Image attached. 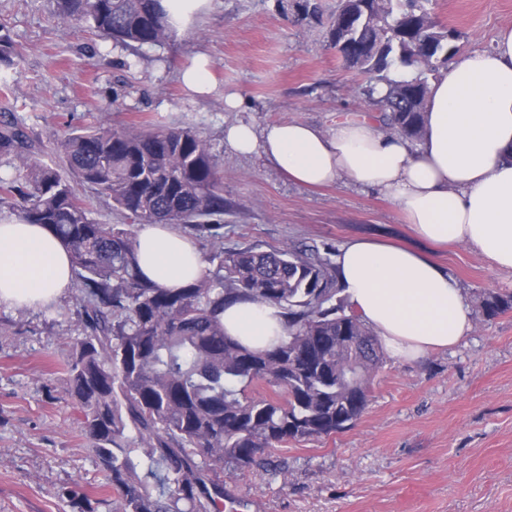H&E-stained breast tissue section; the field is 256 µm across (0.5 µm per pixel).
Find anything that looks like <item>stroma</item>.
<instances>
[{
    "mask_svg": "<svg viewBox=\"0 0 512 512\" xmlns=\"http://www.w3.org/2000/svg\"><path fill=\"white\" fill-rule=\"evenodd\" d=\"M212 0L161 46L126 47L85 27L63 28L56 0H0V30L19 54L0 66V122L18 121L35 157L60 163L58 143L109 115L189 129L208 141L224 175V245L331 242L372 237L412 247L399 209L350 181L295 183L258 154H236L225 125L306 121L328 127L339 112L376 117L329 39L340 0ZM431 17L461 32L460 54L490 49L512 26V0H433ZM214 88L195 97L181 71L198 54ZM241 97L237 111L224 96ZM439 263L470 305L460 344L407 363L387 358L365 413L342 432L291 442L270 455L286 476L253 470L224 481L241 512H512V311L489 318V293H512V272L467 244ZM76 289L48 309L0 306V512H78L68 490L114 499L93 462L62 364L80 336Z\"/></svg>",
    "mask_w": 512,
    "mask_h": 512,
    "instance_id": "obj_1",
    "label": "stroma"
}]
</instances>
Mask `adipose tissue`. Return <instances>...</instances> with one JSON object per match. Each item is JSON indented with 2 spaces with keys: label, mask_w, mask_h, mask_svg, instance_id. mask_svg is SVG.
<instances>
[{
  "label": "adipose tissue",
  "mask_w": 512,
  "mask_h": 512,
  "mask_svg": "<svg viewBox=\"0 0 512 512\" xmlns=\"http://www.w3.org/2000/svg\"><path fill=\"white\" fill-rule=\"evenodd\" d=\"M224 142L236 153L260 154L297 184L348 179L400 209L424 250L355 239L336 256L351 307L394 358L421 360L473 328L435 247L466 243L512 271V27L497 32L492 49L450 62L430 84L420 142L343 113L327 129L235 123L225 127ZM137 237L141 272L159 286L178 289L205 274L194 240L172 226L142 224ZM71 278L68 254L47 228L0 220V305L55 304ZM224 330L256 349L274 348L285 334L279 309L267 304L227 306Z\"/></svg>",
  "instance_id": "adipose-tissue-1"
}]
</instances>
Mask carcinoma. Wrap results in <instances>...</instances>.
I'll list each match as a JSON object with an SVG mask.
<instances>
[{"label":"carcinoma","mask_w":512,"mask_h":512,"mask_svg":"<svg viewBox=\"0 0 512 512\" xmlns=\"http://www.w3.org/2000/svg\"><path fill=\"white\" fill-rule=\"evenodd\" d=\"M376 17L331 32L359 50L365 94L383 127L415 143L423 134L429 75L454 54L432 0H371ZM57 17L125 45L159 46L179 28L163 0H56ZM18 55L0 33V63ZM399 64L409 80L391 77ZM67 172L27 152L16 123H0V155L19 179L0 184L28 224L65 247L79 285L83 336L62 371L95 464L119 494L114 512H223L224 473L267 469V448L329 437L366 410L383 363L381 343L352 310L336 247H224V183L207 141L187 129L107 121L59 142ZM112 200L137 224H171L209 239L208 273L179 290L143 278L129 224H101L76 185ZM278 307L288 336L251 349L224 332V308ZM488 317L512 310V293L487 295ZM264 393H259L258 388Z\"/></svg>","instance_id":"carcinoma-1"}]
</instances>
